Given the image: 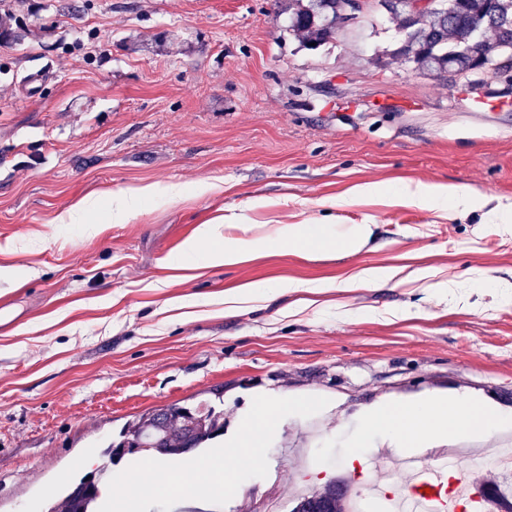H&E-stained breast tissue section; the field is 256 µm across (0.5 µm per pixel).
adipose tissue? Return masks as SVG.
<instances>
[{"label": "adipose tissue", "mask_w": 512, "mask_h": 512, "mask_svg": "<svg viewBox=\"0 0 512 512\" xmlns=\"http://www.w3.org/2000/svg\"><path fill=\"white\" fill-rule=\"evenodd\" d=\"M397 193L409 203L457 213L470 210L474 204L472 191L459 185L403 183ZM245 223L244 215L234 213L224 217L222 223L204 225L197 237L186 244L185 256L201 254L207 263L233 265L250 253L297 246L320 251L328 242L327 227L323 224H280L264 237L246 239L238 235ZM219 236L224 239L223 248H210V241ZM511 423V416L496 412L489 404L477 403L470 395L460 394L451 401L434 395L367 408L360 415L352 445L363 448L377 439L401 448L453 446L464 441L488 440Z\"/></svg>", "instance_id": "obj_1"}]
</instances>
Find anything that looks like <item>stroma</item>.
I'll return each instance as SVG.
<instances>
[{"label":"stroma","mask_w":512,"mask_h":512,"mask_svg":"<svg viewBox=\"0 0 512 512\" xmlns=\"http://www.w3.org/2000/svg\"><path fill=\"white\" fill-rule=\"evenodd\" d=\"M0 512H45L86 452L145 411L222 391L233 435L258 395L321 396L286 417L268 474L221 512H265L368 455L360 412L390 398L467 393L512 413V92L438 83L401 63L386 16L307 50L274 0H0ZM52 23L50 32L40 21ZM492 106L475 113L474 95ZM461 185L454 217L393 195ZM375 183L380 194L359 196ZM176 185L121 224L110 192ZM99 203L93 224L60 217ZM252 202L277 224L372 225L355 255L291 248L187 264L200 225ZM392 269L382 287H346ZM311 282L262 308L248 284Z\"/></svg>","instance_id":"obj_1"}]
</instances>
